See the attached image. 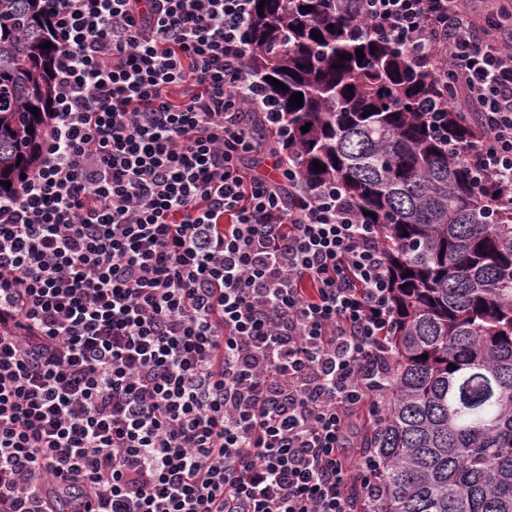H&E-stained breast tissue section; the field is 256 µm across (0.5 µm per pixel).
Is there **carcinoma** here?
I'll use <instances>...</instances> for the list:
<instances>
[{
	"label": "carcinoma",
	"mask_w": 512,
	"mask_h": 512,
	"mask_svg": "<svg viewBox=\"0 0 512 512\" xmlns=\"http://www.w3.org/2000/svg\"><path fill=\"white\" fill-rule=\"evenodd\" d=\"M259 3L248 66L288 122L286 156L304 184L336 186L374 226L390 269L386 407L360 419L356 442L379 483L350 488L357 512H512V208L461 153L479 118L398 46L349 33L336 0H266L261 14ZM58 50L48 0H0L1 197L41 164Z\"/></svg>",
	"instance_id": "obj_1"
}]
</instances>
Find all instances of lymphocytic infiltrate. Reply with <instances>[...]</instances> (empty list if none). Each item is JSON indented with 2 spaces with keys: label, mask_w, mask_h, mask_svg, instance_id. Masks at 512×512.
<instances>
[{
  "label": "lymphocytic infiltrate",
  "mask_w": 512,
  "mask_h": 512,
  "mask_svg": "<svg viewBox=\"0 0 512 512\" xmlns=\"http://www.w3.org/2000/svg\"><path fill=\"white\" fill-rule=\"evenodd\" d=\"M451 77L512 206V37L460 0H338ZM40 168L0 198V512H356L349 421L390 373L389 268L306 190L249 72L252 0H50ZM269 154L272 175L250 159Z\"/></svg>",
  "instance_id": "f902f5d3"
}]
</instances>
